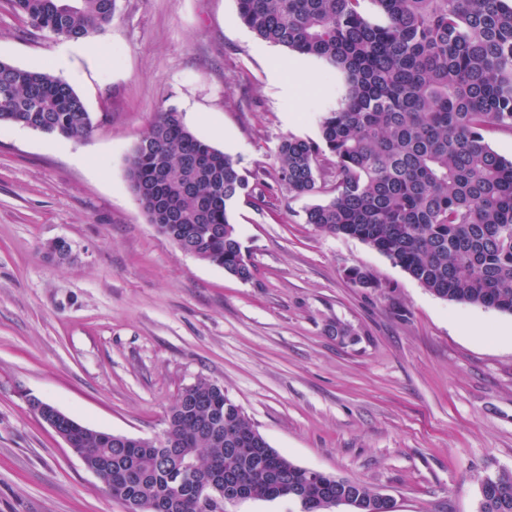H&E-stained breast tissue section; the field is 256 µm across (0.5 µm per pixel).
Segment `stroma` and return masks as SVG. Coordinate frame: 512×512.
Masks as SVG:
<instances>
[{
  "label": "stroma",
  "instance_id": "1",
  "mask_svg": "<svg viewBox=\"0 0 512 512\" xmlns=\"http://www.w3.org/2000/svg\"><path fill=\"white\" fill-rule=\"evenodd\" d=\"M58 53L92 136L0 128V512H124L26 395L156 438L201 378L298 466L360 480L395 512H478L481 478L512 472V314L440 299L363 242L316 230L318 196L274 178L283 138L318 139L340 73L257 38L237 0H115L86 47L0 0V60L44 70ZM291 58L314 90L291 94L274 74ZM171 108L262 173L263 205L232 210L250 280L160 235L130 188L126 156ZM59 239L63 258L46 251Z\"/></svg>",
  "mask_w": 512,
  "mask_h": 512
}]
</instances>
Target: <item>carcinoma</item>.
<instances>
[{
  "label": "carcinoma",
  "instance_id": "1",
  "mask_svg": "<svg viewBox=\"0 0 512 512\" xmlns=\"http://www.w3.org/2000/svg\"><path fill=\"white\" fill-rule=\"evenodd\" d=\"M375 9L374 17L364 2ZM34 30L87 40L112 23L115 0H8ZM259 39L337 69L345 91L319 121V140L284 139L277 179L296 195L328 198L305 223L358 239L438 298L512 314V159L488 136L512 133V0H237ZM70 139L93 123L62 78L0 60V126ZM130 187L149 223L197 259L252 278L230 211L264 203L239 161L197 136L170 108L126 158ZM166 425L168 448L127 446L69 418L60 422L86 465L112 492L151 512H203L187 482L217 479L246 499L291 498L302 512L347 499L357 512H391L392 500L361 481L298 466L255 429L208 379L185 387ZM479 512H512V480L481 498Z\"/></svg>",
  "mask_w": 512,
  "mask_h": 512
}]
</instances>
